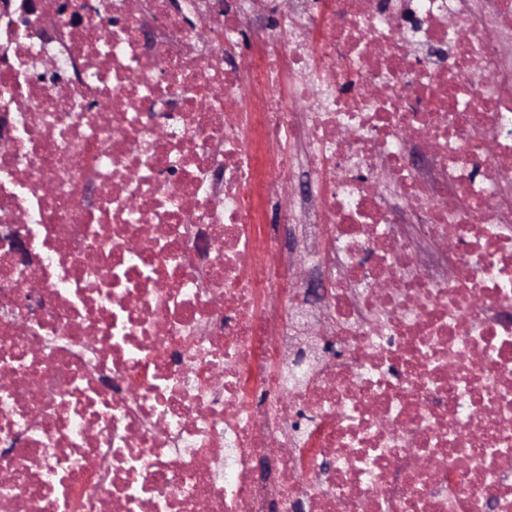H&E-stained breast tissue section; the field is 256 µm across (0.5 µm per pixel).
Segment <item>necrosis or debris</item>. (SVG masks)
<instances>
[{
  "instance_id": "1",
  "label": "necrosis or debris",
  "mask_w": 512,
  "mask_h": 512,
  "mask_svg": "<svg viewBox=\"0 0 512 512\" xmlns=\"http://www.w3.org/2000/svg\"><path fill=\"white\" fill-rule=\"evenodd\" d=\"M1 43L41 261L0 259V512H512V0H69Z\"/></svg>"
}]
</instances>
